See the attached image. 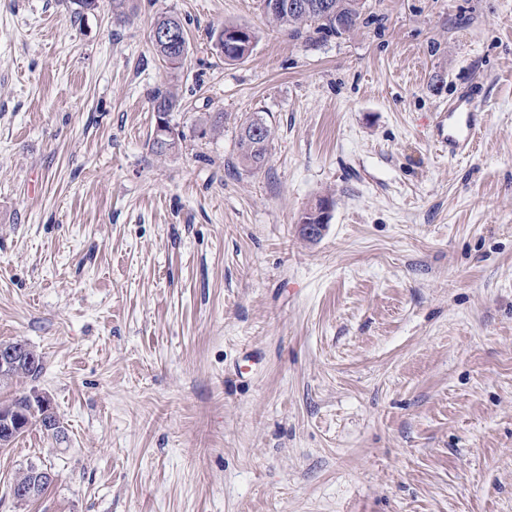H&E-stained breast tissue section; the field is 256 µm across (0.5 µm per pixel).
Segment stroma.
Wrapping results in <instances>:
<instances>
[{
    "label": "stroma",
    "mask_w": 512,
    "mask_h": 512,
    "mask_svg": "<svg viewBox=\"0 0 512 512\" xmlns=\"http://www.w3.org/2000/svg\"><path fill=\"white\" fill-rule=\"evenodd\" d=\"M366 4L308 41L262 0H0V342L43 358L0 402L47 393L65 428L0 448V512H512V0ZM472 86L486 123L451 158L436 114ZM32 463L54 481L25 503ZM157 26L159 28L161 27H169L171 28L172 26L175 27L177 30H179L180 34L181 35H184L186 41L188 42V32H187V29L185 28V24L183 23V21L177 17V16H173V15H162L160 17L157 18L155 24H154V27ZM154 27H153V30H152V35H151V41H152V44L156 50V53L157 55L159 56V58L166 64H172V65H176V64H179V63H182L183 61H185L186 59V56H187V52L184 54V55H180L177 54V52H175V49L173 48V46H164V45H158L156 42H155V39L157 41H159V38H161L162 40L165 41V43L167 45L169 44H172L178 48V50H185V44L182 43L181 41V38L180 37H176V33L175 31L173 32H167L168 29L164 28V29H161V30H155L154 31ZM153 31H154V35H153ZM155 37V39H154ZM189 44V42H188ZM236 27H242V26H237V25L236 26L235 25L226 26V25H224V27H222L218 30H212L211 35H210V39L215 40V41H216V38L218 35H224V49H231L232 47H238L239 46L238 43L241 40L246 39L247 31H248V33H249L248 46L250 45V47L242 46L239 50L232 49L231 51H228L226 53H224V51H221L222 53H224V59L229 62H238V61L244 60L250 54V52L252 50L253 43H254V39H255L254 32L247 27H245L247 29V31L243 30V29H235V30H229V31L224 32V30L233 29ZM258 121L266 126L267 133L265 134V129L258 125L254 128L253 133L255 136L263 135V137L256 141H254L252 138H250L249 141L246 140L244 133L247 132L249 134L252 126ZM271 136L272 131L262 118L255 115H246L243 119L241 118L240 133L238 136L237 144L239 159L244 167L251 170H257L264 166L268 154V147ZM42 469H48L46 466H41V465H35V464H30L29 466H27V468H25L18 476L17 478L15 479L14 483L15 482H20L22 484H27V485H22V486H15L14 488V491H15V498L19 501H27L29 500L30 498H32L36 491H37V483H35L36 481H38V477L34 476L35 473L39 470H42ZM34 482V483H31L29 484V482Z\"/></svg>",
    "instance_id": "obj_1"
}]
</instances>
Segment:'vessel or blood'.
<instances>
[{"mask_svg":"<svg viewBox=\"0 0 512 512\" xmlns=\"http://www.w3.org/2000/svg\"><path fill=\"white\" fill-rule=\"evenodd\" d=\"M486 122V113L475 90L449 100L436 122V142L449 157L466 154Z\"/></svg>","mask_w":512,"mask_h":512,"instance_id":"vessel-or-blood-1","label":"vessel or blood"}]
</instances>
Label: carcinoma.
Here are the masks:
<instances>
[{
	"label": "carcinoma",
	"instance_id": "1",
	"mask_svg": "<svg viewBox=\"0 0 512 512\" xmlns=\"http://www.w3.org/2000/svg\"><path fill=\"white\" fill-rule=\"evenodd\" d=\"M263 11L268 22L279 28H284L295 37L314 39L316 35H334L341 38L348 35L366 23L364 18L365 0H262ZM152 108L157 112L173 111L178 100L176 96L160 88L151 97ZM262 118L247 115L241 119L238 136V153L242 165L251 170L264 166L272 131H267L262 138L246 140L244 133L250 132L256 122ZM180 138L166 140L153 139L151 150L158 156H165L179 148ZM43 370V359L40 354H34L32 360H20L9 373L0 375V383L9 384L21 377L36 378ZM3 407L18 410L26 414L29 425L41 426L42 409L33 402L31 395L22 392L15 395Z\"/></svg>",
	"mask_w": 512,
	"mask_h": 512
}]
</instances>
